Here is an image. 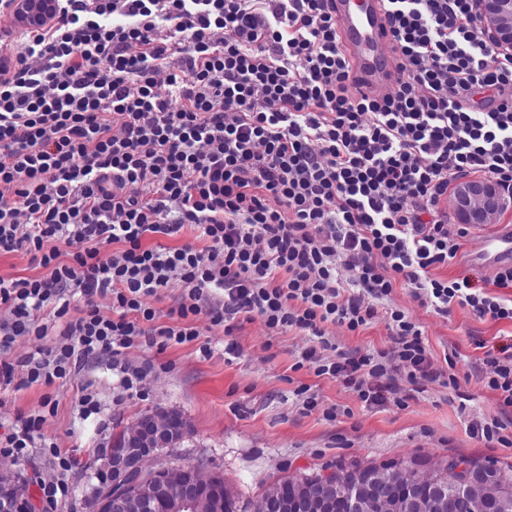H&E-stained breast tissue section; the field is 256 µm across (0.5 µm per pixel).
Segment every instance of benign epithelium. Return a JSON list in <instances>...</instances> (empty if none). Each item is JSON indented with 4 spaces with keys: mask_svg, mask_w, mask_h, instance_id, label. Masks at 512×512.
<instances>
[{
    "mask_svg": "<svg viewBox=\"0 0 512 512\" xmlns=\"http://www.w3.org/2000/svg\"><path fill=\"white\" fill-rule=\"evenodd\" d=\"M486 29L495 42L512 46V0H478ZM9 8L24 21L39 27L56 13L55 0H14ZM451 203L457 223L488 224L505 209V190L491 178L468 179L452 189ZM190 424L183 414L167 411L145 415L119 445L107 449L109 483L98 493L95 512H130L133 504L144 508L157 495L164 498V512H224V475L197 476L194 467L171 465L154 477L145 475L146 462L164 448H175L187 436ZM336 500V481L324 475L306 484L293 496L286 494L268 503L266 512H329ZM0 512H36L29 487L15 473L0 470Z\"/></svg>",
    "mask_w": 512,
    "mask_h": 512,
    "instance_id": "1",
    "label": "benign epithelium"
}]
</instances>
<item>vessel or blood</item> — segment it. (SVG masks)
Here are the masks:
<instances>
[{
    "instance_id": "1",
    "label": "vessel or blood",
    "mask_w": 512,
    "mask_h": 512,
    "mask_svg": "<svg viewBox=\"0 0 512 512\" xmlns=\"http://www.w3.org/2000/svg\"><path fill=\"white\" fill-rule=\"evenodd\" d=\"M333 15L346 57L359 78L357 93L371 97L389 93L396 68L383 0H334ZM471 258L484 263L512 264V233L501 232L484 240Z\"/></svg>"
}]
</instances>
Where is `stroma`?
Listing matches in <instances>:
<instances>
[{
  "mask_svg": "<svg viewBox=\"0 0 512 512\" xmlns=\"http://www.w3.org/2000/svg\"><path fill=\"white\" fill-rule=\"evenodd\" d=\"M512 227V206L494 223L470 229L451 263L434 270V277H469L493 295L512 300V286L497 287V265L469 259L482 240ZM388 306L399 308L422 331L441 375L423 383L420 393L403 404L365 407L341 382L316 376L296 363L307 336L290 332L269 336L261 321H245L225 337L224 328L200 318L198 341L139 346L126 350L123 360L145 374L144 391H123L119 368L109 360L93 359L64 384L26 386L20 380L0 385V427L43 416L39 434L76 461L69 475L71 496L47 504L42 481L55 475L46 448L31 449L17 460L0 454V470H10L30 483L37 512H92L94 495L104 483V455L114 433L132 428L144 415L177 410L191 431L180 447L164 459L191 465L201 475L220 471L236 492L242 512H258L265 489L284 478L299 479L334 471L337 462L381 464L416 460L417 474L426 478L448 459L465 457L478 464L512 469V447L473 439L467 424L473 419L499 420L512 433V408H503L497 395L478 382L483 349L512 344V322L476 317L468 308L453 306L448 316L419 306L407 285L396 284ZM338 350L373 353L391 345L384 318L373 319L351 332L329 327ZM235 354H225L227 343ZM460 377L459 387L448 383ZM311 387L319 400L305 412L302 387ZM90 394L100 414L81 418L78 402Z\"/></svg>",
  "mask_w": 512,
  "mask_h": 512,
  "instance_id": "1",
  "label": "stroma"
}]
</instances>
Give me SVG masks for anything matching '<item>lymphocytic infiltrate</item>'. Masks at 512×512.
<instances>
[{
	"instance_id": "f902f5d3",
	"label": "lymphocytic infiltrate",
	"mask_w": 512,
	"mask_h": 512,
	"mask_svg": "<svg viewBox=\"0 0 512 512\" xmlns=\"http://www.w3.org/2000/svg\"><path fill=\"white\" fill-rule=\"evenodd\" d=\"M329 2L56 0L54 22L0 41V253L48 270L0 277V352L64 324L53 346L0 360L1 384L196 341L203 314L228 336L256 318L306 333L303 365L382 406L398 378L438 377L421 330L385 305L397 282L437 314L512 321L470 279L431 275L467 234L439 207L450 184L479 174L512 190V47L478 0H384L396 85L354 96ZM188 224L205 247L161 245ZM173 286L157 323L146 301ZM379 316L390 350L327 358L326 325ZM483 362L512 407V344Z\"/></svg>"
}]
</instances>
